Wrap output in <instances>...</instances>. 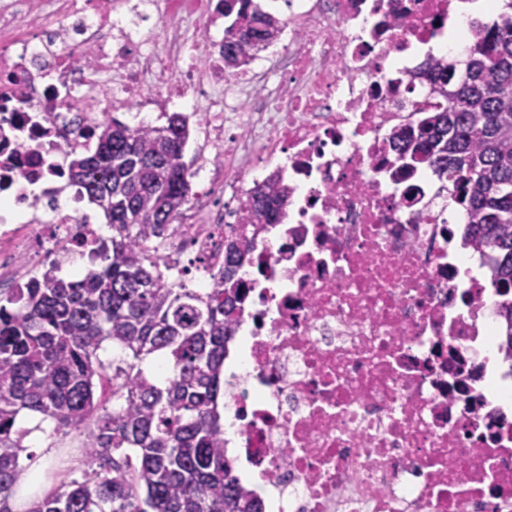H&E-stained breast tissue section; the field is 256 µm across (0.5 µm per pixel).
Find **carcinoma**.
Returning <instances> with one entry per match:
<instances>
[{"instance_id":"obj_1","label":"carcinoma","mask_w":512,"mask_h":512,"mask_svg":"<svg viewBox=\"0 0 512 512\" xmlns=\"http://www.w3.org/2000/svg\"><path fill=\"white\" fill-rule=\"evenodd\" d=\"M458 66L434 67L429 81L445 105L401 129L393 147L450 182V199L471 221L465 248L491 252L498 315L512 358V0ZM224 38V65L279 35V18L257 0H238ZM190 131L178 112L136 128L117 118L99 126V147L77 153L69 181L100 207L112 236L91 265L64 280L47 269L0 297V512H13L27 430L20 413L54 431L84 435L87 470L30 512H264L224 456V355L234 336L250 243L232 237L224 263L205 267L213 287L177 283L190 272L163 266L168 225L190 201L183 161ZM281 178L257 185L250 224H276L287 204ZM125 354L110 363L104 345ZM159 359L160 378L146 369ZM105 381L112 409L95 398ZM95 418L87 427L86 421Z\"/></svg>"}]
</instances>
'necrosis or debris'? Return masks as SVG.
Returning <instances> with one entry per match:
<instances>
[{"label": "necrosis or debris", "instance_id": "necrosis-or-debris-1", "mask_svg": "<svg viewBox=\"0 0 512 512\" xmlns=\"http://www.w3.org/2000/svg\"><path fill=\"white\" fill-rule=\"evenodd\" d=\"M461 0H262L278 42L224 68L191 21L220 0H0V287L93 244L66 176L116 107L194 108L235 138L239 166L198 171L206 224H176L164 256L224 258L253 242L224 361V446L265 512H512V383L488 274L461 281L448 181L402 169L392 135L440 99L426 61L456 64L481 17ZM121 71L112 83V71ZM288 187L277 224L245 218L256 183Z\"/></svg>", "mask_w": 512, "mask_h": 512}]
</instances>
